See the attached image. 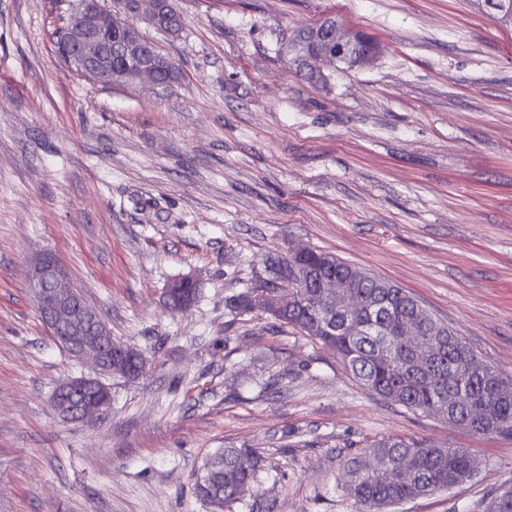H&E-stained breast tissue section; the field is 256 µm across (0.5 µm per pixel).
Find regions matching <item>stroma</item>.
I'll use <instances>...</instances> for the list:
<instances>
[{
    "label": "stroma",
    "mask_w": 512,
    "mask_h": 512,
    "mask_svg": "<svg viewBox=\"0 0 512 512\" xmlns=\"http://www.w3.org/2000/svg\"><path fill=\"white\" fill-rule=\"evenodd\" d=\"M74 0H0V512H210L220 449H262L259 489L225 512H358L342 485L370 441L469 449L476 476L391 512H486L512 440L366 391L333 350L226 302L309 246L409 291L512 378V27L476 0H177L179 35L141 32L180 68L113 89L71 71L52 32ZM326 17L373 63L279 52ZM54 253L142 375L60 420L61 382L96 376L40 320L27 270ZM192 274L186 312L163 302ZM178 73V64L173 60L161 59L152 67L149 82L156 86H163L172 83Z\"/></svg>",
    "instance_id": "obj_1"
}]
</instances>
